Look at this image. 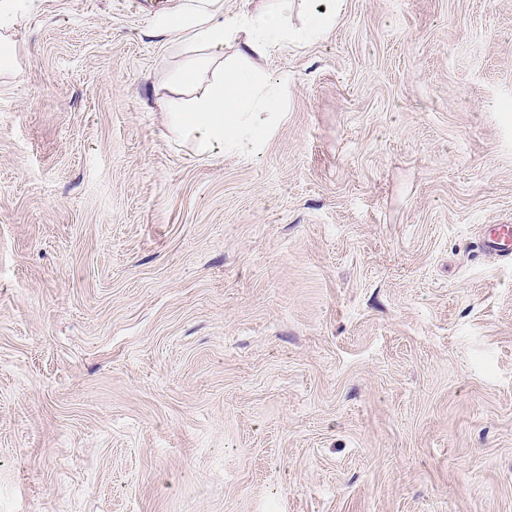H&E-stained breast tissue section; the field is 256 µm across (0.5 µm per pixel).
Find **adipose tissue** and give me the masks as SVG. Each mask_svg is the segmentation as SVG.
<instances>
[{"label": "adipose tissue", "mask_w": 512, "mask_h": 512, "mask_svg": "<svg viewBox=\"0 0 512 512\" xmlns=\"http://www.w3.org/2000/svg\"><path fill=\"white\" fill-rule=\"evenodd\" d=\"M289 7L290 0H274L271 7L257 13L244 10L221 20L201 15L187 21L175 16L162 23L160 30L168 38L189 36L210 59L221 62L213 88L203 92L190 108L170 113L169 129L174 137L202 153L218 147L236 153L267 136L268 118L262 103L268 95V82L242 62L229 66L222 58L230 43L243 61L266 56L291 40L293 34L284 25Z\"/></svg>", "instance_id": "ef3b65f1"}]
</instances>
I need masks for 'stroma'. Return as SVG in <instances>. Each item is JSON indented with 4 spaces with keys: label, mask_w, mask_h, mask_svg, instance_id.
<instances>
[{
    "label": "stroma",
    "mask_w": 512,
    "mask_h": 512,
    "mask_svg": "<svg viewBox=\"0 0 512 512\" xmlns=\"http://www.w3.org/2000/svg\"><path fill=\"white\" fill-rule=\"evenodd\" d=\"M151 3L11 35L0 512H512V0H346L237 155ZM483 252L493 253L512 261V224H487L478 242Z\"/></svg>",
    "instance_id": "stroma-1"
}]
</instances>
